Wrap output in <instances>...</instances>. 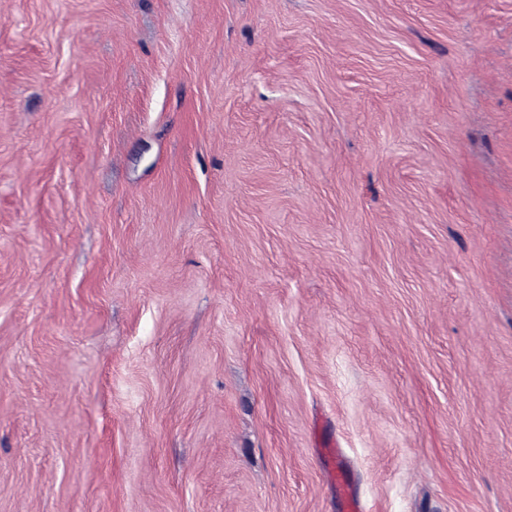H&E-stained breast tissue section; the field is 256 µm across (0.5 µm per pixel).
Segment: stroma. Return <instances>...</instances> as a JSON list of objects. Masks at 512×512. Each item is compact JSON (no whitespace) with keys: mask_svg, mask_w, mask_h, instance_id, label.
I'll list each match as a JSON object with an SVG mask.
<instances>
[{"mask_svg":"<svg viewBox=\"0 0 512 512\" xmlns=\"http://www.w3.org/2000/svg\"><path fill=\"white\" fill-rule=\"evenodd\" d=\"M512 512V0H0V512Z\"/></svg>","mask_w":512,"mask_h":512,"instance_id":"1","label":"stroma"}]
</instances>
